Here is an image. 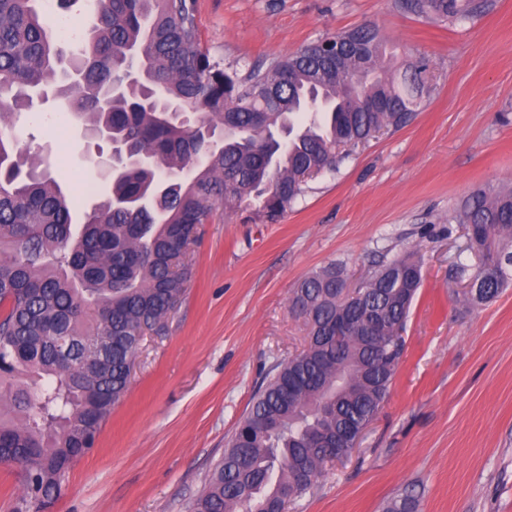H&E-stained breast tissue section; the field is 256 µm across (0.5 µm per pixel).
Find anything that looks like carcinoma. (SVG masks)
Masks as SVG:
<instances>
[{"mask_svg": "<svg viewBox=\"0 0 512 512\" xmlns=\"http://www.w3.org/2000/svg\"><path fill=\"white\" fill-rule=\"evenodd\" d=\"M434 22L473 19L493 0H400ZM40 0H0V459L26 470L17 509L54 496L127 390L139 336L161 333L181 301L200 226L259 201L281 218L349 146L408 125L435 74L424 54L391 65L378 26L362 23L242 73L202 44L195 0H94L68 53ZM137 75L127 77L130 64ZM49 92L97 139L147 164L111 177L72 229L70 204L38 150L18 147L15 117ZM457 223L474 236L460 264L464 301L512 282V189L478 192ZM330 265L293 290L307 347L277 366L229 438L192 512H275L353 451L336 435L371 423L404 352L422 283L413 256L381 263L345 298ZM344 317L345 337H326ZM386 512H418L405 491Z\"/></svg>", "mask_w": 512, "mask_h": 512, "instance_id": "carcinoma-1", "label": "carcinoma"}]
</instances>
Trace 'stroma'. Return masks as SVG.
<instances>
[{
	"label": "stroma",
	"instance_id": "35a3bbf8",
	"mask_svg": "<svg viewBox=\"0 0 512 512\" xmlns=\"http://www.w3.org/2000/svg\"><path fill=\"white\" fill-rule=\"evenodd\" d=\"M196 18L209 53L241 69L372 20L400 61L428 55L436 80L410 125L351 149L279 222L227 209L203 226L182 301L46 512H191L259 387L306 345L297 284L331 263L362 280L409 254L423 284L389 396L286 512H384L407 488L419 512H512V286L463 302L455 268L477 259L453 220L474 192L512 187V0L445 25L395 0H197ZM15 131L82 217L97 201L83 185L104 182L94 140L50 103Z\"/></svg>",
	"mask_w": 512,
	"mask_h": 512
}]
</instances>
